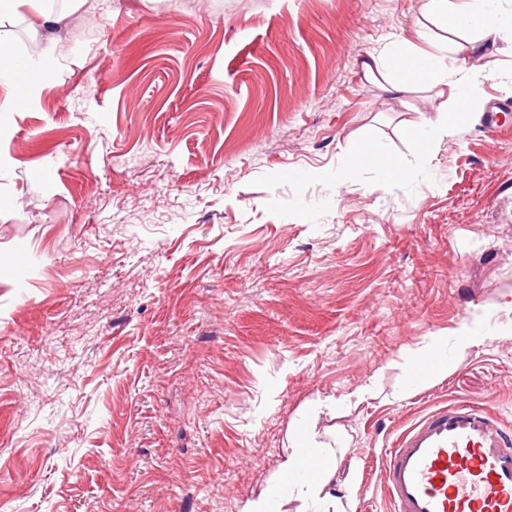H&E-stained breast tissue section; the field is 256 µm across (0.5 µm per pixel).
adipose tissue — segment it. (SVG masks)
I'll return each mask as SVG.
<instances>
[{"mask_svg":"<svg viewBox=\"0 0 512 512\" xmlns=\"http://www.w3.org/2000/svg\"><path fill=\"white\" fill-rule=\"evenodd\" d=\"M41 0H0V45L11 43L13 30L10 20L26 14L39 17V27L36 31L33 54L37 58V66L47 69L49 62L55 57L60 43L61 30L67 19L66 13H48L42 11ZM427 11L443 24L445 37L436 39L433 43V60L440 61L448 53L447 34L457 31L466 19L477 17L482 23L481 38L466 41L465 50L477 53L484 47L487 39L496 37L499 32L501 18L497 10V0H427ZM366 76L376 77L388 83L393 88L412 90L424 84L436 81L456 90L454 108L439 106L438 116L434 122L437 136L444 137L453 133L461 120L470 118L473 113L471 105L478 89V75L472 71L456 69L434 70L429 66L415 65L408 54L399 49H391L383 56H369L362 62ZM323 463H310V474L297 489V495L302 500L323 501L329 499L328 489L338 480V470L332 462L330 450H323Z\"/></svg>","mask_w":512,"mask_h":512,"instance_id":"adipose-tissue-1","label":"adipose tissue"}]
</instances>
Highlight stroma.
Here are the masks:
<instances>
[{
	"label": "stroma",
	"instance_id": "stroma-1",
	"mask_svg": "<svg viewBox=\"0 0 512 512\" xmlns=\"http://www.w3.org/2000/svg\"><path fill=\"white\" fill-rule=\"evenodd\" d=\"M426 3L71 15L48 82L0 117V512H243L274 486L273 512H305L280 468L298 421L346 452V512H385L374 458L417 415L512 419V55L448 54L482 101L428 155L450 90L361 69L430 50ZM364 140L401 176L352 165ZM476 312L487 341L457 344Z\"/></svg>",
	"mask_w": 512,
	"mask_h": 512
}]
</instances>
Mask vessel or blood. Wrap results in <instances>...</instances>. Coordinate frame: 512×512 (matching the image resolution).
<instances>
[{
	"label": "vessel or blood",
	"mask_w": 512,
	"mask_h": 512,
	"mask_svg": "<svg viewBox=\"0 0 512 512\" xmlns=\"http://www.w3.org/2000/svg\"><path fill=\"white\" fill-rule=\"evenodd\" d=\"M379 460L390 512H512V421L485 404L429 410Z\"/></svg>",
	"instance_id": "vessel-or-blood-1"
}]
</instances>
